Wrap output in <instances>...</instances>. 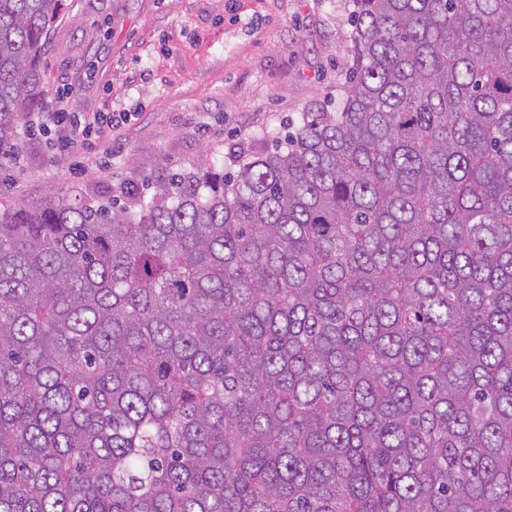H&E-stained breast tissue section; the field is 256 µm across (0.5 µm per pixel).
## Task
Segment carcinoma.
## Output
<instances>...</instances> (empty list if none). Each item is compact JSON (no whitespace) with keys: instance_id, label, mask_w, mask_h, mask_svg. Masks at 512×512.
Instances as JSON below:
<instances>
[{"instance_id":"obj_1","label":"carcinoma","mask_w":512,"mask_h":512,"mask_svg":"<svg viewBox=\"0 0 512 512\" xmlns=\"http://www.w3.org/2000/svg\"><path fill=\"white\" fill-rule=\"evenodd\" d=\"M63 2L0 0V171ZM352 5L284 144L0 203V512H512V0Z\"/></svg>"}]
</instances>
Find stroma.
Segmentation results:
<instances>
[{
  "mask_svg": "<svg viewBox=\"0 0 512 512\" xmlns=\"http://www.w3.org/2000/svg\"><path fill=\"white\" fill-rule=\"evenodd\" d=\"M350 0H65L41 59L47 111L127 113L95 141L58 149L53 126L23 127L26 149L0 201L152 194L230 146L284 136L335 110L351 49Z\"/></svg>",
  "mask_w": 512,
  "mask_h": 512,
  "instance_id": "35a3bbf8",
  "label": "stroma"
}]
</instances>
